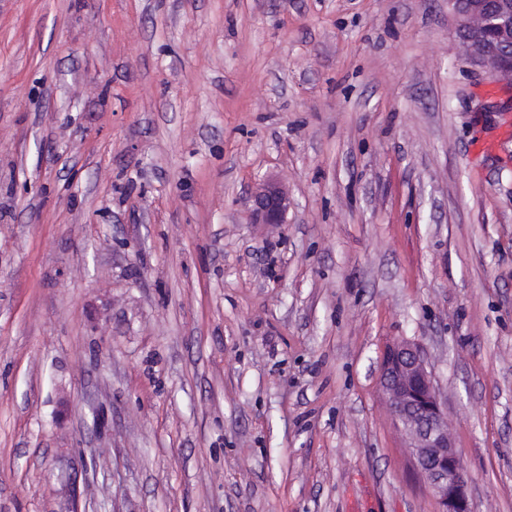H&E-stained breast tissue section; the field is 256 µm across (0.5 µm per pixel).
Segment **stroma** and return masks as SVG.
Returning a JSON list of instances; mask_svg holds the SVG:
<instances>
[{
  "mask_svg": "<svg viewBox=\"0 0 512 512\" xmlns=\"http://www.w3.org/2000/svg\"><path fill=\"white\" fill-rule=\"evenodd\" d=\"M510 99L448 0H0V512H438L398 339L512 512ZM290 201L282 186L274 180H264L252 196L250 221L254 224H283Z\"/></svg>",
  "mask_w": 512,
  "mask_h": 512,
  "instance_id": "35a3bbf8",
  "label": "stroma"
}]
</instances>
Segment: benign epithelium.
Masks as SVG:
<instances>
[{"instance_id": "benign-epithelium-1", "label": "benign epithelium", "mask_w": 512, "mask_h": 512, "mask_svg": "<svg viewBox=\"0 0 512 512\" xmlns=\"http://www.w3.org/2000/svg\"><path fill=\"white\" fill-rule=\"evenodd\" d=\"M466 56L512 86V0H448ZM290 201L274 180L252 196L250 223L283 224ZM378 387L406 453L434 495L439 512H470L468 477L448 433V407L440 398L420 347L409 340L388 344Z\"/></svg>"}]
</instances>
